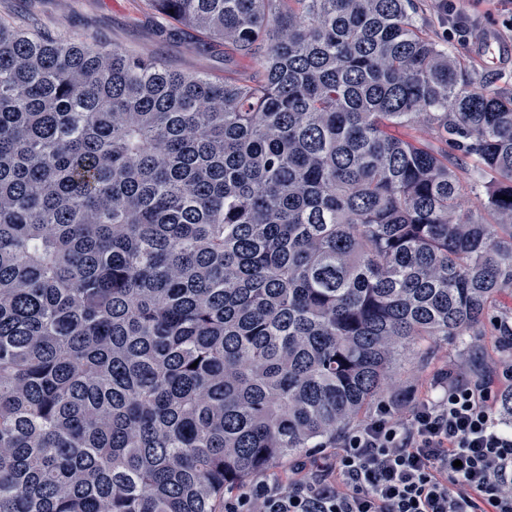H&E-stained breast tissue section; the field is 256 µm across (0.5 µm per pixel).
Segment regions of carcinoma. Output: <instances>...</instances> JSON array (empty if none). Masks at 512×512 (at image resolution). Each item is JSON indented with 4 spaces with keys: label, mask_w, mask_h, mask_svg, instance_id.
<instances>
[{
    "label": "carcinoma",
    "mask_w": 512,
    "mask_h": 512,
    "mask_svg": "<svg viewBox=\"0 0 512 512\" xmlns=\"http://www.w3.org/2000/svg\"><path fill=\"white\" fill-rule=\"evenodd\" d=\"M145 2L257 69L0 18V512H219L512 326V90L417 0Z\"/></svg>",
    "instance_id": "carcinoma-1"
}]
</instances>
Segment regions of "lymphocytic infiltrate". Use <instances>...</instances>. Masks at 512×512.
Returning a JSON list of instances; mask_svg holds the SVG:
<instances>
[{
  "mask_svg": "<svg viewBox=\"0 0 512 512\" xmlns=\"http://www.w3.org/2000/svg\"><path fill=\"white\" fill-rule=\"evenodd\" d=\"M441 396L390 405L343 434L331 460L295 462L225 512H512V424L496 416L512 392V357L472 375L455 367Z\"/></svg>",
  "mask_w": 512,
  "mask_h": 512,
  "instance_id": "1",
  "label": "lymphocytic infiltrate"
}]
</instances>
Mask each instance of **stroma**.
I'll list each match as a JSON object with an SVG mask.
<instances>
[{
	"label": "stroma",
	"instance_id": "35a3bbf8",
	"mask_svg": "<svg viewBox=\"0 0 512 512\" xmlns=\"http://www.w3.org/2000/svg\"><path fill=\"white\" fill-rule=\"evenodd\" d=\"M436 3L419 0L426 35L454 46L473 74L512 89V52L493 55L488 51L492 41L512 44V31L503 25L512 18V0H453L450 15L438 13ZM0 17L47 37L87 34L101 46L117 45L185 72L221 78L238 69L236 56L225 52L223 45L191 48L190 33L174 23H160L144 0H0ZM459 19L474 27L473 39L459 37L454 27ZM501 350V338L490 326L481 335L467 337L462 347L440 339L416 343L411 355L394 366V382L381 399L389 404L410 391L432 394L437 376L451 362L494 371Z\"/></svg>",
	"mask_w": 512,
	"mask_h": 512
}]
</instances>
